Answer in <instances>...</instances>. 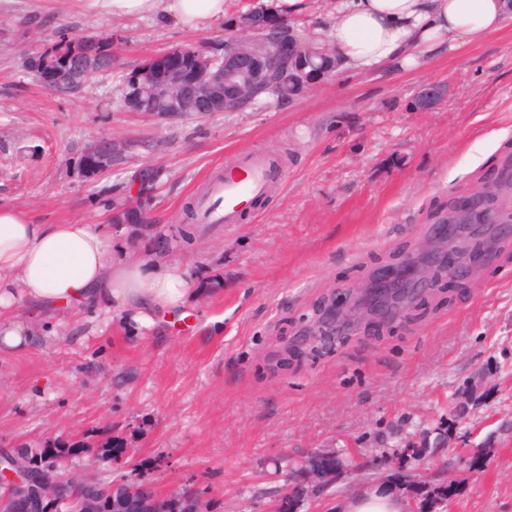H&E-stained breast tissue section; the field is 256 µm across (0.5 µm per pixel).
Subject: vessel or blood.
<instances>
[{"instance_id": "obj_1", "label": "vessel or blood", "mask_w": 512, "mask_h": 512, "mask_svg": "<svg viewBox=\"0 0 512 512\" xmlns=\"http://www.w3.org/2000/svg\"><path fill=\"white\" fill-rule=\"evenodd\" d=\"M270 173L269 162L252 155L241 160L224 179L213 181L208 197L201 203L205 223H240L246 205L266 195Z\"/></svg>"}]
</instances>
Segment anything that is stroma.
<instances>
[{"instance_id": "35a3bbf8", "label": "stroma", "mask_w": 512, "mask_h": 512, "mask_svg": "<svg viewBox=\"0 0 512 512\" xmlns=\"http://www.w3.org/2000/svg\"><path fill=\"white\" fill-rule=\"evenodd\" d=\"M104 38L112 64L75 91L32 66L60 37ZM223 22L201 29L160 16L116 17L90 0H0V205L39 224H90L113 251L166 240L198 296L178 333H132L88 313L39 330L29 350L0 354V449L110 437L134 449L142 483L196 490L209 512H268L294 478L283 457H351L295 512H341L365 488L413 512H512V259L495 258L423 293L411 320L341 337L285 369L277 354L332 291L365 283L433 229L432 209L512 142V24L416 72H336L289 104L263 97L241 112L161 120L121 107L127 74L150 55L191 46L223 55ZM446 98L412 110L418 88ZM129 143L93 178L86 144ZM282 154L271 191L241 224L177 223L224 167ZM161 176L146 225L116 224L130 175ZM446 445L434 449L436 437ZM414 447L448 467L455 493L424 492L390 462Z\"/></svg>"}]
</instances>
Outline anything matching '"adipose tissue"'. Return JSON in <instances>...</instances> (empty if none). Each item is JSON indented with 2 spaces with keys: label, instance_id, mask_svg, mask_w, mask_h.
I'll return each instance as SVG.
<instances>
[{
  "label": "adipose tissue",
  "instance_id": "adipose-tissue-1",
  "mask_svg": "<svg viewBox=\"0 0 512 512\" xmlns=\"http://www.w3.org/2000/svg\"><path fill=\"white\" fill-rule=\"evenodd\" d=\"M115 16L164 12L198 28L224 17V0H93ZM512 22V0H336L311 34L337 69H410L458 53ZM195 290L177 263L113 255L88 224H37L0 206V353L28 349L37 324L64 309L88 310L142 330L178 326Z\"/></svg>",
  "mask_w": 512,
  "mask_h": 512
}]
</instances>
